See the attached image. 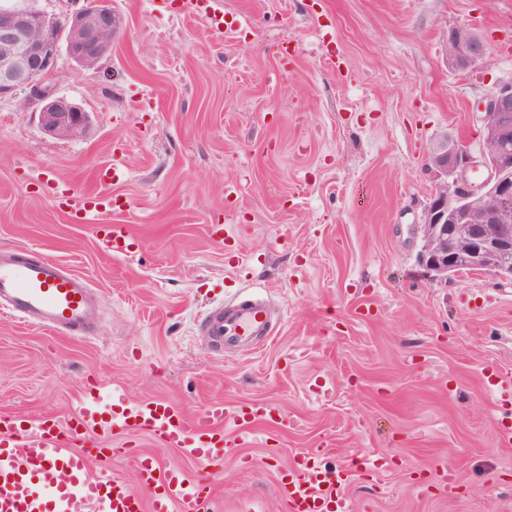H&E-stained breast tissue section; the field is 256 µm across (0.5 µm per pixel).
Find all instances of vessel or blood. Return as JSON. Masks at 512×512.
Here are the masks:
<instances>
[{
    "mask_svg": "<svg viewBox=\"0 0 512 512\" xmlns=\"http://www.w3.org/2000/svg\"><path fill=\"white\" fill-rule=\"evenodd\" d=\"M184 7L203 10L214 29H223L219 0H185ZM124 171L123 158L113 157L95 171L94 187L57 199L70 223L96 225L101 250L114 259L129 254L135 238L124 225L102 224L98 218L125 210L124 202L103 191ZM96 307L91 284L59 263L0 252V308L23 323L64 336L86 334L95 327ZM269 321L264 300L233 301L212 309L204 330L215 346L238 350L267 335ZM272 418L279 428H288L287 416H273L265 402L231 408L214 400L189 418L163 398L127 405L116 397L107 409L90 391L79 396L64 424L53 417L29 420L1 414L0 512H210L225 457L251 467L252 458L240 449L252 441L258 425ZM124 431L150 433L187 460L208 467L206 479L140 451L135 454V483L91 475L103 440ZM324 454V449L312 448L293 457L277 485L284 512H358L347 492L352 475L383 471L389 464L388 458L378 457L329 468L322 462Z\"/></svg>",
    "mask_w": 512,
    "mask_h": 512,
    "instance_id": "vessel-or-blood-1",
    "label": "vessel or blood"
}]
</instances>
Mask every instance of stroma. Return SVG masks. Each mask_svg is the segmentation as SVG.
<instances>
[{"label":"stroma","mask_w":512,"mask_h":512,"mask_svg":"<svg viewBox=\"0 0 512 512\" xmlns=\"http://www.w3.org/2000/svg\"><path fill=\"white\" fill-rule=\"evenodd\" d=\"M221 2L218 31L182 0H112L111 53L60 54L51 78L90 113L81 137L47 135L27 93L0 99V249L59 262L100 303L86 339L0 311V412L62 420L116 386L189 417L266 401L292 424L257 428L252 469L225 459L214 512H280L279 471L323 443L338 463L394 457L349 487L371 512H512V409L486 387L512 376V280L437 283L416 258L432 143L470 139L475 99L512 81V0ZM458 24L491 44L464 73L441 56ZM115 155L106 191L129 207L111 220L137 239L121 259L55 205ZM251 293L270 336L210 348L206 313Z\"/></svg>","instance_id":"1"}]
</instances>
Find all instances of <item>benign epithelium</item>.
<instances>
[{
  "label": "benign epithelium",
  "instance_id": "obj_1",
  "mask_svg": "<svg viewBox=\"0 0 512 512\" xmlns=\"http://www.w3.org/2000/svg\"><path fill=\"white\" fill-rule=\"evenodd\" d=\"M71 7L48 16L29 8L0 11V98L21 91L39 104L38 123L51 136L76 138L90 112L54 94L48 80L61 50L91 67L112 50L119 26L110 0H66ZM490 50L474 27L456 25L443 40V61L467 71ZM512 82H500L474 104L471 140L443 134L428 154L435 189L428 198L417 259L432 281L464 272L512 280Z\"/></svg>",
  "mask_w": 512,
  "mask_h": 512
}]
</instances>
